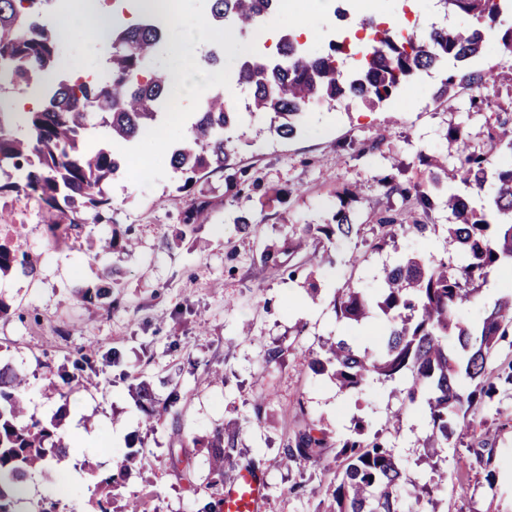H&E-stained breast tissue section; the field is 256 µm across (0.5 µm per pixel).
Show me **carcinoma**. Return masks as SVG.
Segmentation results:
<instances>
[{"label":"carcinoma","mask_w":512,"mask_h":512,"mask_svg":"<svg viewBox=\"0 0 512 512\" xmlns=\"http://www.w3.org/2000/svg\"><path fill=\"white\" fill-rule=\"evenodd\" d=\"M43 0H0V56L10 61L11 78L52 90L48 105L22 116L29 135L19 138L5 129V112L0 110V167L9 164L22 172L20 180L0 184V191H15L35 197L42 205L44 223L71 227L80 214L93 210L97 217L111 207L107 183L120 172L119 153L94 148L87 143L91 118L100 116L112 140L128 142L150 131L157 108L167 95V77L158 69L145 70L160 40L157 27L145 24L112 28L109 50L110 72L98 80L76 78L70 84L56 83L62 70L61 43L41 20ZM207 24L245 32L276 9L278 0H209ZM444 13H461L471 19L467 28L435 27L422 38L410 29H397L374 21L360 23L373 30V37L358 42L332 41L328 52L309 54L291 35L280 43L289 47L284 62L268 63L247 59L237 83L248 89L245 111L250 116L270 117V130L282 138L292 137L300 117L313 101L329 105L337 101L360 102L374 111L387 101L405 78L452 59L465 63L482 51L484 31L500 15L512 11V0H439ZM361 55L359 69L349 75L345 58ZM493 71L448 75L436 92L442 102H452L456 87L465 84L475 91L472 108L481 110L485 99L481 87ZM241 121V112L222 95L206 99L181 146L174 149L170 165L181 174L179 190L191 195L203 173L230 168L234 148L228 132ZM457 153V166L448 172L437 155L421 157L429 171L422 183L402 185L387 182L388 192L411 204L406 214L383 216L372 225L371 247L382 250L398 234H423L425 220L435 207L444 180L482 187L493 178L494 193L488 205L475 206L453 189L443 201L454 222L446 231L458 248L456 258L405 257L384 269L383 285L377 295L348 286L333 299L336 318L350 326L367 323L374 313L388 320L381 354L342 336L327 339L321 353L309 361L319 374H329L342 390H358L369 380L407 381L406 399L414 404L423 398L429 416L428 447L445 448L454 443L464 448L458 456L463 466L479 465L485 480L493 484L492 451L477 435L486 421L476 411L496 397L512 398V359L497 369L491 363L503 348L512 349V291L501 295L476 326L457 319L459 306L476 297L475 283L495 268L512 264V166L490 170L492 154L503 148L512 151V117L496 115L489 126L486 146L475 148L460 128L447 133ZM356 192L349 188L328 224H307L288 243V254L307 250L309 242L351 239L361 234L350 203ZM209 202L195 201L185 212L183 223L201 224ZM32 276L36 264L26 253L18 254L0 244V273ZM27 383L23 369L6 364L0 368V512H11L16 494L22 491L29 472L42 466L48 455L65 456L69 448L55 442L57 422L49 424L27 415L23 391ZM139 405L148 418L161 417L180 399L177 391L161 399L141 381L136 386ZM360 439L345 440L337 453L340 472L326 493L331 504L325 512H400L399 492L403 473L384 430L367 433L357 423ZM327 430L313 420L304 421L287 440L283 461L301 470L317 466L322 450L330 447ZM208 448L211 501L203 512H215L214 499L224 490V469L230 462L234 436L218 428L203 441Z\"/></svg>","instance_id":"cac0c4a2"}]
</instances>
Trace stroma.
Segmentation results:
<instances>
[{"instance_id": "1", "label": "stroma", "mask_w": 512, "mask_h": 512, "mask_svg": "<svg viewBox=\"0 0 512 512\" xmlns=\"http://www.w3.org/2000/svg\"><path fill=\"white\" fill-rule=\"evenodd\" d=\"M351 26L339 29L330 0H300L295 11H281L259 22L245 35L226 41L215 31L204 47L217 65L201 95L217 93L237 100L243 61L235 46L251 53L263 42H278L304 25L310 35L307 51L320 53L330 41L353 36L371 0H350ZM382 17L400 27L427 34L433 22L464 26L461 14L443 15L437 0H378ZM512 27V13H503L486 35L482 53L471 59V71L496 69L500 77L481 89L488 107L471 108L469 88H461L453 107L435 97L442 79L438 69L420 71L402 83L375 111L354 102H316L306 110L298 133L282 138L269 130V120L256 116L235 128L234 161L258 182L250 195L237 194L226 173L201 179L196 193L210 203L206 223L182 222L187 206L179 192L180 177L169 160L200 109V97L183 99V118L173 124L160 118L164 142L143 136L125 143L129 161L106 188L112 199L109 219L86 213L77 233L57 240L46 231L34 199L0 193V225L16 224L18 242L37 260L34 276L0 275V301L9 307L0 316V361L22 367L28 377L24 399L30 414L43 421L61 416L60 435L69 454L51 461L39 473L42 495L56 498L60 512H98L101 478L118 474L112 489L117 505L137 501L141 512H199L203 497L192 495L171 466L172 458L189 461L196 482L208 476V453L201 445L218 427L236 432L233 463H252L267 481L266 512H323V490L337 469V443L355 437V422L369 430L383 428L397 408L406 414L388 440L407 478L401 490L404 512H512V430L485 429L493 444L494 483L483 473L458 469L452 449L423 465L427 435L424 401L403 406L401 385L371 380L361 391H340L328 376L314 373L308 360L330 336H347L351 327L339 321L332 300L336 289L353 283L374 294L383 270L406 256L454 254L445 226L448 212L436 207L426 236H399L383 251L368 247L371 233L342 243L329 242L323 265L307 264L288 273L261 266L257 255L268 245L282 246L305 224L330 221L347 187H355L352 208L359 223L375 224L386 210H402L399 195L388 193L384 181L426 180L420 154L448 148L449 126L463 125L469 142L481 146L495 114L512 113V60L502 53L500 32ZM379 142L366 153L363 145ZM248 216L257 229L239 232L233 219ZM112 236L117 246L102 259L92 258L88 240ZM134 239L135 248L125 246ZM359 265H351L352 256ZM111 283L110 300L83 301L79 289ZM317 294H310V286ZM97 350L94 365L98 386L83 387L74 379V364L85 347ZM280 347L278 362L264 359L267 349ZM119 353L120 365L107 363ZM70 374L63 383L62 374ZM150 382L156 393L181 394L180 402L161 421L147 424L130 390L133 376ZM315 420L331 435L321 466L311 480L300 469L282 465L283 447L297 427ZM67 467L73 479L66 492L56 490V473ZM440 480L429 500L417 501L419 485L430 474Z\"/></svg>"}]
</instances>
